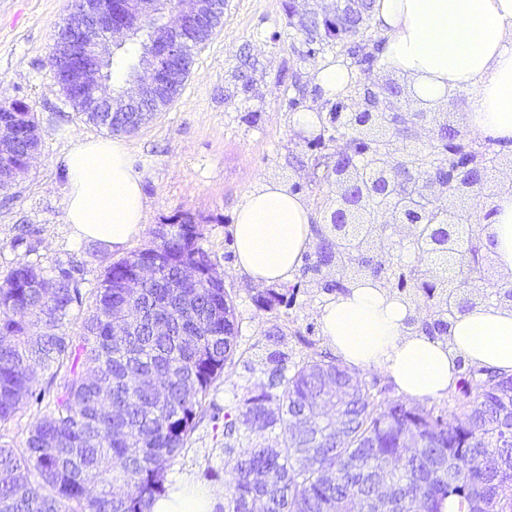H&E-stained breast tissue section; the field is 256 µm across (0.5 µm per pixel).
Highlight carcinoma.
<instances>
[{
    "mask_svg": "<svg viewBox=\"0 0 512 512\" xmlns=\"http://www.w3.org/2000/svg\"><path fill=\"white\" fill-rule=\"evenodd\" d=\"M155 33L150 27L131 39L125 55L141 59ZM71 106L111 134L128 132L111 112ZM337 149L362 168L380 144L357 148L350 137ZM435 149L402 163L452 190V159L435 157ZM315 233L308 270L319 273L335 259L361 261L386 280L392 256L367 257L356 238L338 242ZM202 238L200 228L189 236L173 227L153 230L148 245L106 268L87 305L79 287L60 279L59 265L22 259L0 278V422L35 393L41 372L56 368L48 380L56 386L54 409L30 426L25 452L0 446V512H149L165 492L167 466L237 348L235 309L223 284L189 278L190 270L213 264ZM144 255L158 260L156 278L137 289L113 288L127 264ZM407 280L428 299L441 284L415 271ZM127 305L137 313L126 342L114 346L112 317ZM76 306L86 311L81 331L72 334ZM159 318L168 323L163 336L154 331ZM155 373L167 378L161 396L147 381ZM373 389L334 360L310 356L291 372L276 360L261 390L224 413V455L232 464L224 512H371L380 496L391 512H442L447 499L469 512L476 498L484 512H512V376L467 367L457 386L462 412L451 420L442 410L380 401ZM328 402L347 419L344 434L336 435V421L323 413L308 430L299 427L308 406ZM269 431L278 432L273 445L266 443ZM306 435L314 448L304 455ZM409 441L414 447H405Z\"/></svg>",
    "mask_w": 512,
    "mask_h": 512,
    "instance_id": "cac0c4a2",
    "label": "carcinoma"
}]
</instances>
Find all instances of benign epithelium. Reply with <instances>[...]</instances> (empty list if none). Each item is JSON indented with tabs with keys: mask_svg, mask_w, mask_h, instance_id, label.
<instances>
[{
	"mask_svg": "<svg viewBox=\"0 0 512 512\" xmlns=\"http://www.w3.org/2000/svg\"><path fill=\"white\" fill-rule=\"evenodd\" d=\"M214 5L211 0H177L167 7L163 0H76L74 11L83 18L69 39L58 41L52 51L54 70L64 68L63 85L71 94H92V102L106 105L113 112L127 116V127L142 126L141 112L132 110L139 102L158 103L167 94L176 79L178 69L188 46L194 40V31L206 23ZM367 11L366 0H288V16L301 30L320 32L332 30L352 33L356 31ZM161 22L162 37L153 41L144 58L141 74L135 76L122 95L112 94L105 72L111 59L110 45L123 44L145 24ZM380 104H363L345 117V126L362 134L393 131L398 139L417 136L419 120L416 115L399 111L401 89L386 83L376 91ZM30 106L19 101L14 109L0 114V158L11 155L16 141L26 135L24 113ZM333 172L338 188L336 202L328 208L326 223L336 239L359 235L368 229L367 217L373 208L391 214L392 223L417 227L423 223L428 205L438 201L436 184L422 181L417 184L409 172L398 164H389L383 158L370 159L362 170L335 161ZM485 169L475 166L463 173L465 194H473L484 184ZM446 220L439 228L442 244L430 241L420 254L429 260L445 256L458 273L446 279L444 291L452 302L448 317H453L473 306L466 289L474 281L461 277L459 271L466 264L463 244L459 235L461 221L471 209L444 208ZM155 265L142 258L131 265L124 277L114 283L116 288H139L154 277Z\"/></svg>",
	"mask_w": 512,
	"mask_h": 512,
	"instance_id": "1",
	"label": "benign epithelium"
}]
</instances>
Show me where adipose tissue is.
<instances>
[{
  "instance_id": "ef3b65f1",
  "label": "adipose tissue",
  "mask_w": 512,
  "mask_h": 512,
  "mask_svg": "<svg viewBox=\"0 0 512 512\" xmlns=\"http://www.w3.org/2000/svg\"><path fill=\"white\" fill-rule=\"evenodd\" d=\"M371 20L384 38L381 65L408 78L414 98L436 104L467 91L469 132L512 148V0H375ZM66 222L75 238L119 247L141 227L142 176L120 139L78 141L64 155ZM486 243L512 287V190L489 203ZM308 201L276 181L246 193L232 228L236 268L254 284L292 281L312 240ZM421 308L379 281L360 277L322 305V334L350 371L386 373L400 395L441 398L461 363L512 374V302L483 300L431 338L414 329ZM222 491L187 478L155 497L150 512H214Z\"/></svg>"
}]
</instances>
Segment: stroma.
<instances>
[{
    "mask_svg": "<svg viewBox=\"0 0 512 512\" xmlns=\"http://www.w3.org/2000/svg\"><path fill=\"white\" fill-rule=\"evenodd\" d=\"M288 0H225L221 29L199 48L181 93L157 117L126 135L131 160L141 175L146 198L144 224L122 248L72 236L65 222L67 182L63 155L79 140L103 137L67 102L49 64L55 37L69 13V0H0V101L16 98L30 104L42 131V146L30 171L9 193L0 192V273L18 260L80 266L83 295L98 288L107 266L144 247L152 230L180 212L202 217L203 239L234 300L239 322L238 353L213 384L205 410L185 448L168 466L167 484L191 477L227 486L231 464L224 455V413L265 381L268 355L282 349L289 362L327 352L318 320L330 285L370 275V265L335 263L320 274L296 273L297 288L267 310L256 301L263 287L236 273L231 227L241 197L265 179L285 182L310 201L324 218L336 199V184L312 165L316 156H333L343 125L331 110L356 100L368 82L404 88L402 109L426 110L438 123L462 130L473 96L459 92L448 100L423 106L408 93L407 79L382 72L379 30L365 23L358 33L336 42H320L290 25ZM340 60L352 68L355 90L325 97L312 74L323 63ZM317 113V132H294V113ZM384 224L394 244V264L428 269L413 250V228ZM283 344H276V337ZM53 408L51 395L29 399L10 421L0 423V444L24 451L31 424Z\"/></svg>",
    "mask_w": 512,
    "mask_h": 512,
    "instance_id": "1",
    "label": "stroma"
}]
</instances>
